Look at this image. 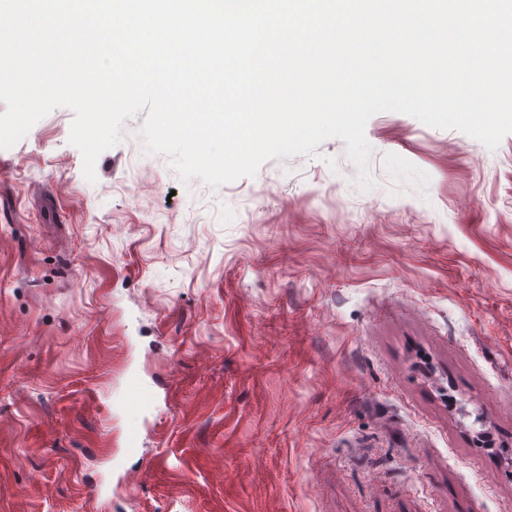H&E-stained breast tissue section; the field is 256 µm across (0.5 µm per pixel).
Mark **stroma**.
I'll use <instances>...</instances> for the list:
<instances>
[{"label": "stroma", "mask_w": 512, "mask_h": 512, "mask_svg": "<svg viewBox=\"0 0 512 512\" xmlns=\"http://www.w3.org/2000/svg\"><path fill=\"white\" fill-rule=\"evenodd\" d=\"M73 117L0 149V512H512V134L380 112L371 187L331 138L215 189L142 112L87 181Z\"/></svg>", "instance_id": "obj_1"}]
</instances>
